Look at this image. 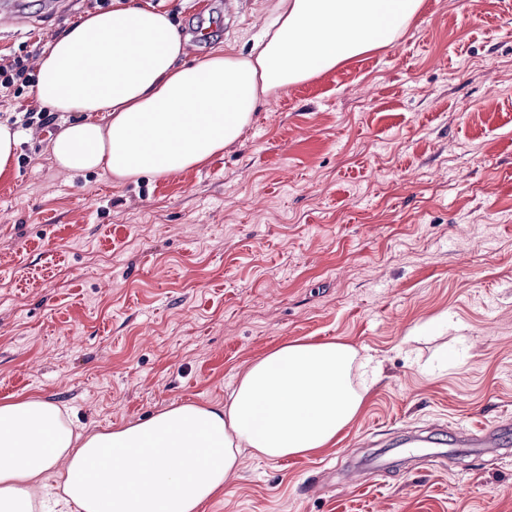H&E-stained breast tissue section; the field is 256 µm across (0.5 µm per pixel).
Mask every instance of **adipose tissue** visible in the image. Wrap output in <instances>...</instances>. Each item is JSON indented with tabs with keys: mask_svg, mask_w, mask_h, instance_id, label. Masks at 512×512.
<instances>
[{
	"mask_svg": "<svg viewBox=\"0 0 512 512\" xmlns=\"http://www.w3.org/2000/svg\"><path fill=\"white\" fill-rule=\"evenodd\" d=\"M423 0H277L246 56L187 65L167 14L88 15L38 60L36 96L73 113L52 144L62 170L117 182L179 173L235 145L260 100L395 42ZM356 350L283 344L253 362L225 405H171L143 422L84 433L47 400L0 402V512H43L60 490L79 512H200L243 451L276 460L335 442L363 394Z\"/></svg>",
	"mask_w": 512,
	"mask_h": 512,
	"instance_id": "obj_1",
	"label": "adipose tissue"
}]
</instances>
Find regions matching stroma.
Here are the masks:
<instances>
[{
  "mask_svg": "<svg viewBox=\"0 0 512 512\" xmlns=\"http://www.w3.org/2000/svg\"><path fill=\"white\" fill-rule=\"evenodd\" d=\"M275 3L112 0L212 27L189 62L248 52ZM86 15L0 0V51L41 56ZM60 129L25 130L0 176V402L109 431L335 339L382 368L338 444L244 455L201 512H512V442L449 452L512 419V0H424L393 45L261 101L170 176L63 172Z\"/></svg>",
  "mask_w": 512,
  "mask_h": 512,
  "instance_id": "stroma-1",
  "label": "stroma"
}]
</instances>
